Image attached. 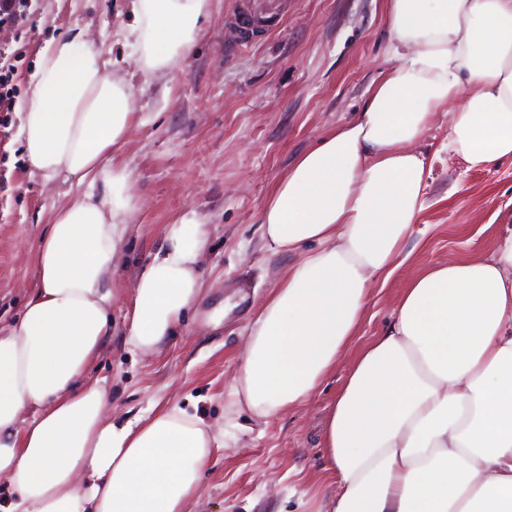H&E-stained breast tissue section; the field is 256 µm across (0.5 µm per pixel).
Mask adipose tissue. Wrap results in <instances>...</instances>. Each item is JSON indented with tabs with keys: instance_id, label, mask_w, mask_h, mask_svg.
<instances>
[{
	"instance_id": "ef3b65f1",
	"label": "adipose tissue",
	"mask_w": 512,
	"mask_h": 512,
	"mask_svg": "<svg viewBox=\"0 0 512 512\" xmlns=\"http://www.w3.org/2000/svg\"><path fill=\"white\" fill-rule=\"evenodd\" d=\"M209 0H133L144 72L192 48ZM397 66L351 123L302 154L263 213L296 260L261 307L234 388L263 418L306 404L343 358L326 420L336 489L313 512H512V224L484 257L413 275L387 328L351 351L375 284L406 262L424 208L418 149L436 113L469 168L512 162V0H387ZM83 33L47 44L21 108L33 174L79 187L33 251L36 288L0 326V482L6 512H185L210 427L178 408L113 415L90 366L109 334L112 273L132 209L112 152L136 119ZM204 224L181 217L132 282L127 343L153 353L198 300Z\"/></svg>"
}]
</instances>
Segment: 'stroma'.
Masks as SVG:
<instances>
[{"mask_svg":"<svg viewBox=\"0 0 512 512\" xmlns=\"http://www.w3.org/2000/svg\"><path fill=\"white\" fill-rule=\"evenodd\" d=\"M236 0H211L197 40L164 77H145L124 36L130 0H22L21 20L0 23V66L12 70V109L0 112V324L16 320L35 288L29 255L70 186H42L19 136V107L41 49L84 32L134 86L140 120L115 150L132 173L134 207L112 277L109 334L91 373L116 413L172 404L219 436L190 512H300L328 460L322 425L346 375L339 364L303 408L257 418L232 394L247 329L295 257L261 238L276 183L332 128L362 111L370 89L397 60L388 52L386 0H288V14L247 47L225 22ZM421 148L425 205L407 263L378 286L354 339L361 348L388 325L407 280L456 253L492 251L512 222V164L475 170L448 146L438 113ZM204 223L207 288L150 357L126 343L131 284L161 244L167 224L189 213Z\"/></svg>","mask_w":512,"mask_h":512,"instance_id":"35a3bbf8","label":"stroma"}]
</instances>
